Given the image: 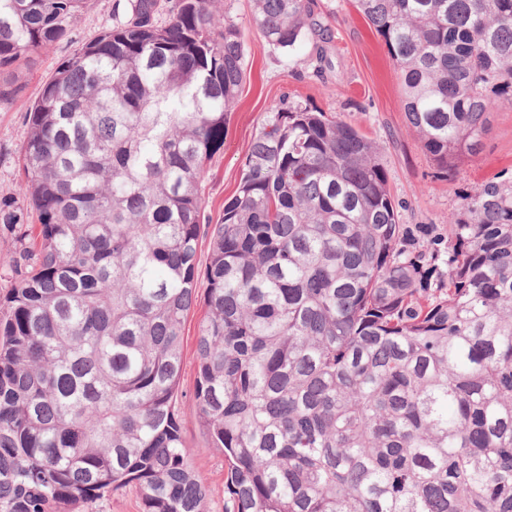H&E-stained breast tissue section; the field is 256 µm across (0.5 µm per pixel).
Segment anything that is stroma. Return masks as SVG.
Returning a JSON list of instances; mask_svg holds the SVG:
<instances>
[{
  "instance_id": "stroma-1",
  "label": "stroma",
  "mask_w": 512,
  "mask_h": 512,
  "mask_svg": "<svg viewBox=\"0 0 512 512\" xmlns=\"http://www.w3.org/2000/svg\"><path fill=\"white\" fill-rule=\"evenodd\" d=\"M318 2L334 33L322 65L312 41L289 54L270 46L249 23L251 0H217V18L231 17L243 32L245 64L224 148L207 165L201 183L205 220L220 222L268 111L286 96L309 108L336 113L379 143L391 193L400 204L401 223L429 224L442 232L463 195L512 176V104L502 103L492 112L490 131L476 157L460 164L455 173L439 170L405 117L398 74L374 29L352 0ZM112 3L90 0L70 40L34 54L20 78L24 101L37 98L61 58L111 25ZM27 132L24 110L0 108V196L22 194L19 149ZM182 430L191 463L208 479V512H224L223 455L211 447L195 412L185 411Z\"/></svg>"
}]
</instances>
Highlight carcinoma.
I'll use <instances>...</instances> for the list:
<instances>
[{"label": "carcinoma", "mask_w": 512, "mask_h": 512, "mask_svg": "<svg viewBox=\"0 0 512 512\" xmlns=\"http://www.w3.org/2000/svg\"><path fill=\"white\" fill-rule=\"evenodd\" d=\"M88 2L0 0V107ZM252 2L277 50L332 37L317 0ZM353 2L429 159L449 172L476 156L512 101V0ZM211 4L113 0L112 27L26 108L24 199L0 196L19 244L0 316V512L127 487L142 512H207L187 404L224 455L225 512H512V177L466 194L422 246L379 144L284 98L203 223L245 63ZM203 294L204 288L201 286V288H199L198 304L189 314L184 328V366L183 376L180 381L179 395L181 392L183 396L187 393L186 400H189L190 393L193 392L194 388V357L197 338L199 336V326L205 312Z\"/></svg>", "instance_id": "cac0c4a2"}]
</instances>
